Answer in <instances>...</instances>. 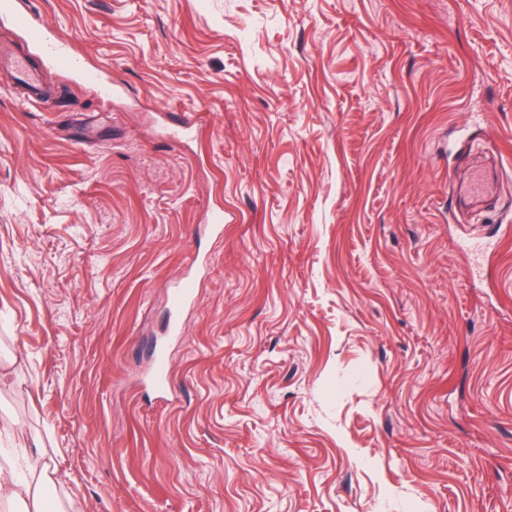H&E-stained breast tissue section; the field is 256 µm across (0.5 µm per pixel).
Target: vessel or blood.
<instances>
[{
  "mask_svg": "<svg viewBox=\"0 0 512 512\" xmlns=\"http://www.w3.org/2000/svg\"><path fill=\"white\" fill-rule=\"evenodd\" d=\"M0 15L10 18L17 27L24 30L32 43L47 59L80 74L84 81L96 87L101 95L108 97L114 93V86L104 79L100 70L87 68L82 57L71 50L65 39L56 36L45 22L33 17L26 0H0ZM13 63L19 79L30 91V100H37L42 86L38 74L30 69L26 56H14ZM192 292L191 283L185 282L175 288L170 295L173 313L170 332L173 336L178 337L182 334L179 313L190 300Z\"/></svg>",
  "mask_w": 512,
  "mask_h": 512,
  "instance_id": "vessel-or-blood-1",
  "label": "vessel or blood"
}]
</instances>
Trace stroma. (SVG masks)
Segmentation results:
<instances>
[{"label": "stroma", "mask_w": 512, "mask_h": 512, "mask_svg": "<svg viewBox=\"0 0 512 512\" xmlns=\"http://www.w3.org/2000/svg\"><path fill=\"white\" fill-rule=\"evenodd\" d=\"M30 8L120 93L0 19L54 91L0 68V465L48 512H512V0ZM192 285L189 282L182 283L178 288H175L170 295L171 311L173 319L170 323V333L175 337H182V323L179 319V313L185 304L191 299Z\"/></svg>", "instance_id": "35a3bbf8"}]
</instances>
